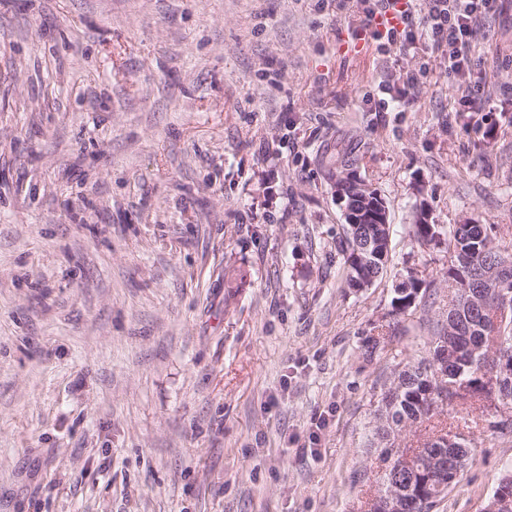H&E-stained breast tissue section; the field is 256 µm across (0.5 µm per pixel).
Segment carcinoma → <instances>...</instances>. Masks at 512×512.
I'll use <instances>...</instances> for the list:
<instances>
[{"label": "carcinoma", "instance_id": "carcinoma-1", "mask_svg": "<svg viewBox=\"0 0 512 512\" xmlns=\"http://www.w3.org/2000/svg\"><path fill=\"white\" fill-rule=\"evenodd\" d=\"M318 162L333 187L348 185L350 193L344 204L360 206L383 201L377 189L357 176L358 155L338 151L334 157H319ZM410 236L421 248L444 243L455 250V259L444 274L446 282L475 281L495 263L512 266V249L497 243L501 237L498 224H424L416 215ZM336 252L343 261L347 287H355L360 277L371 285L389 261L388 228L384 224H348L344 237L336 241ZM426 288L425 282L413 277L396 285L389 311L392 324L416 306ZM448 308L455 311L458 324L450 328L440 324L431 338L428 354L397 363L393 378L385 385L369 440V448L377 453V485L381 489L366 499L364 512H386L384 499L391 493L404 498L405 512H434L454 484L448 478V469L462 470L471 458L472 448L460 433L440 429L413 447L399 443L403 430L429 421L449 405L478 401L512 410V375L500 376L495 358L485 349H476L482 337L492 334L504 337L512 349V308L499 322L487 304L478 300L462 306L456 293L448 301ZM393 341L391 335L369 337L362 345V354L368 358ZM492 377L497 380L493 387L487 385ZM450 382L458 390L450 391Z\"/></svg>", "mask_w": 512, "mask_h": 512}]
</instances>
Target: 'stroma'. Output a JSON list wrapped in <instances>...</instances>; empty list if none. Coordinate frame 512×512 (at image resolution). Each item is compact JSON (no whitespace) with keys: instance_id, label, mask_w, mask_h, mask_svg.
Returning <instances> with one entry per match:
<instances>
[{"instance_id":"35a3bbf8","label":"stroma","mask_w":512,"mask_h":512,"mask_svg":"<svg viewBox=\"0 0 512 512\" xmlns=\"http://www.w3.org/2000/svg\"><path fill=\"white\" fill-rule=\"evenodd\" d=\"M373 3L0 0V512H362L383 383L448 312L416 205L512 240V0L476 24L478 111ZM340 146L389 214L360 291L316 162ZM410 275L430 296L364 358ZM499 417L427 422L475 444L438 512L512 469Z\"/></svg>"}]
</instances>
